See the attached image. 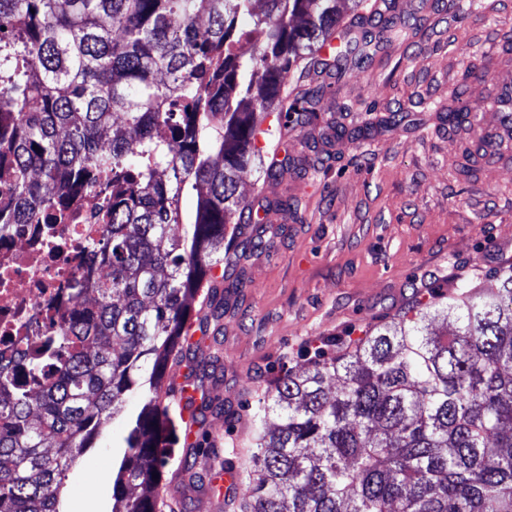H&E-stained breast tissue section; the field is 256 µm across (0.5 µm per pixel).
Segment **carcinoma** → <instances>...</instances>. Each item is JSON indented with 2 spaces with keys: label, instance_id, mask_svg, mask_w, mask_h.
Masks as SVG:
<instances>
[{
  "label": "carcinoma",
  "instance_id": "carcinoma-1",
  "mask_svg": "<svg viewBox=\"0 0 512 512\" xmlns=\"http://www.w3.org/2000/svg\"><path fill=\"white\" fill-rule=\"evenodd\" d=\"M345 2L0 0V225L51 224L95 188L89 261L109 270L21 377L0 374V512H65L77 454L131 399L112 512H158L165 385L203 282L245 245L240 173L271 115L318 119L319 90L290 100L288 80L348 62ZM254 431L231 512H512V265L284 371Z\"/></svg>",
  "mask_w": 512,
  "mask_h": 512
}]
</instances>
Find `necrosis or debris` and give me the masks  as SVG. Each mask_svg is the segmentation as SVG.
Masks as SVG:
<instances>
[{
	"label": "necrosis or debris",
	"instance_id": "obj_1",
	"mask_svg": "<svg viewBox=\"0 0 512 512\" xmlns=\"http://www.w3.org/2000/svg\"><path fill=\"white\" fill-rule=\"evenodd\" d=\"M100 204L95 193H83L76 201L83 222L49 225L44 236L28 224L0 228V369L17 372L43 337L57 332L96 236L92 218Z\"/></svg>",
	"mask_w": 512,
	"mask_h": 512
}]
</instances>
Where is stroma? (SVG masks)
<instances>
[{
  "label": "stroma",
  "instance_id": "35a3bbf8",
  "mask_svg": "<svg viewBox=\"0 0 512 512\" xmlns=\"http://www.w3.org/2000/svg\"><path fill=\"white\" fill-rule=\"evenodd\" d=\"M399 9L408 38L384 35L372 64L339 71L318 97L319 124L273 131L261 167L241 176L265 232L225 255L223 305L204 312L188 352L207 407L196 449L175 430L162 473L175 498L163 512H224L225 486L202 474L249 456L255 408L279 369L307 366L320 344L341 355L369 328L460 284L494 287L493 272L512 264V167L468 182L456 163L459 126L448 121L464 72L512 34V0H399ZM393 112L401 123L387 124ZM339 125L370 132L340 140ZM124 435L114 420L79 457L68 512H110Z\"/></svg>",
  "mask_w": 512,
  "mask_h": 512
}]
</instances>
